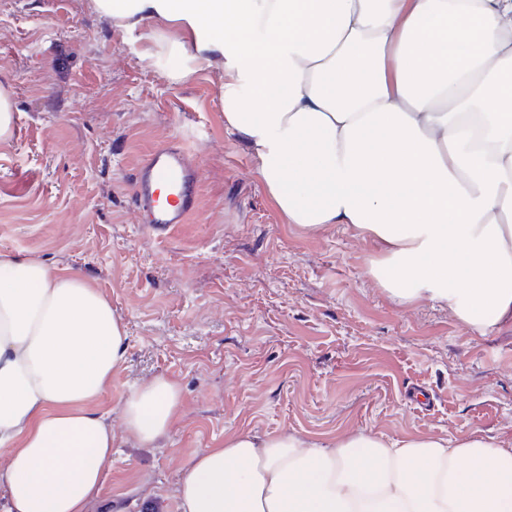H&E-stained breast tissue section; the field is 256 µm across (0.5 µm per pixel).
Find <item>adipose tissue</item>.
Segmentation results:
<instances>
[{
	"instance_id": "1",
	"label": "adipose tissue",
	"mask_w": 512,
	"mask_h": 512,
	"mask_svg": "<svg viewBox=\"0 0 512 512\" xmlns=\"http://www.w3.org/2000/svg\"><path fill=\"white\" fill-rule=\"evenodd\" d=\"M94 3L223 57L224 119L288 223L357 229L398 302L480 334L512 316V0ZM128 343L84 278L0 253L6 512H88L116 445L91 404ZM179 403L155 377L122 400V427L151 444ZM177 512H512V441L237 432L183 464Z\"/></svg>"
}]
</instances>
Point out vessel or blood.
I'll use <instances>...</instances> for the list:
<instances>
[{
    "label": "vessel or blood",
    "instance_id": "1",
    "mask_svg": "<svg viewBox=\"0 0 512 512\" xmlns=\"http://www.w3.org/2000/svg\"><path fill=\"white\" fill-rule=\"evenodd\" d=\"M199 194V167L178 139L150 151L131 179L132 202L156 231L187 223Z\"/></svg>",
    "mask_w": 512,
    "mask_h": 512
}]
</instances>
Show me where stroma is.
Segmentation results:
<instances>
[{"instance_id": "obj_1", "label": "stroma", "mask_w": 512, "mask_h": 512, "mask_svg": "<svg viewBox=\"0 0 512 512\" xmlns=\"http://www.w3.org/2000/svg\"><path fill=\"white\" fill-rule=\"evenodd\" d=\"M185 39L158 19L116 22L94 0H0L13 117L0 253L79 274L111 303L129 336L95 404L111 423L135 385L164 376L181 391L151 446L117 426L90 512H177L182 463L241 431L512 440V320L482 336L440 304L399 303L352 226L288 223L224 123L223 61H192ZM175 137L200 164V206L156 234L129 186Z\"/></svg>"}]
</instances>
